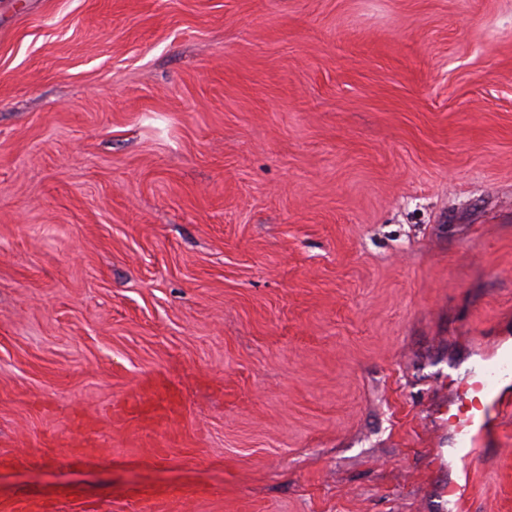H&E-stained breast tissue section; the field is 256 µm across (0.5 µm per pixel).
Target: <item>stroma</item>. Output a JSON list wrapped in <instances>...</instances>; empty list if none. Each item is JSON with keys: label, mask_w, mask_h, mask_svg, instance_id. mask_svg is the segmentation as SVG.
<instances>
[{"label": "stroma", "mask_w": 512, "mask_h": 512, "mask_svg": "<svg viewBox=\"0 0 512 512\" xmlns=\"http://www.w3.org/2000/svg\"><path fill=\"white\" fill-rule=\"evenodd\" d=\"M509 336L512 0H0V499L512 512L433 420Z\"/></svg>", "instance_id": "obj_1"}]
</instances>
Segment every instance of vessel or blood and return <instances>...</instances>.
<instances>
[{
  "mask_svg": "<svg viewBox=\"0 0 512 512\" xmlns=\"http://www.w3.org/2000/svg\"><path fill=\"white\" fill-rule=\"evenodd\" d=\"M512 381V350L486 360L480 372H469L456 383L454 393L441 408V426L455 448V475L443 482L440 498L463 502L466 480L480 466L479 453L499 424L504 385ZM49 501L30 496L0 499V512H51Z\"/></svg>",
  "mask_w": 512,
  "mask_h": 512,
  "instance_id": "1",
  "label": "vessel or blood"
}]
</instances>
